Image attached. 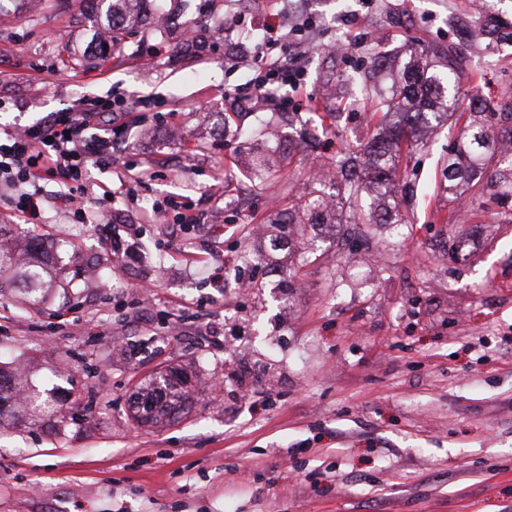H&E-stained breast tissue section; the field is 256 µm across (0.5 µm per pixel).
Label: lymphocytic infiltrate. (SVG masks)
Segmentation results:
<instances>
[{"instance_id": "1", "label": "lymphocytic infiltrate", "mask_w": 512, "mask_h": 512, "mask_svg": "<svg viewBox=\"0 0 512 512\" xmlns=\"http://www.w3.org/2000/svg\"><path fill=\"white\" fill-rule=\"evenodd\" d=\"M307 50L294 53L289 62L267 54L257 64L265 72L246 87L225 90V98L241 108L266 105L270 79L297 83L307 63ZM125 107L111 109L109 119L99 111L80 108L56 112L47 120L19 131L0 133V185L18 192L9 205L11 217L23 224L40 223L44 196L49 183L63 185L60 202L81 224L107 227L111 221L109 206L116 197L127 194L125 177L116 182L98 184L91 176L94 168L118 163V137L127 126Z\"/></svg>"}]
</instances>
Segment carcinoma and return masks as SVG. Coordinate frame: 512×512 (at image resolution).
Masks as SVG:
<instances>
[{"label":"carcinoma","mask_w":512,"mask_h":512,"mask_svg":"<svg viewBox=\"0 0 512 512\" xmlns=\"http://www.w3.org/2000/svg\"><path fill=\"white\" fill-rule=\"evenodd\" d=\"M92 4L93 26L112 32V46L99 45L96 58L106 61L111 53L121 48L126 37L134 34L143 22L146 6L156 9L163 0H89ZM467 33L493 42L512 40V21L494 16ZM459 73L447 54L435 47L418 46L411 50L402 71L394 76L393 86L399 101L377 98L374 112H396L399 119L383 138L363 146L356 157H343L336 167L345 175L347 201L350 204V224H400L402 216L396 191V153L403 145H412L417 128L422 124L446 123L455 125L462 117L461 108L469 109L474 119L467 123L460 135L459 147L448 162L443 189L448 199L457 201L471 190L480 191L487 181L503 199H512V153L502 151L501 143H512V130L499 136L488 119L495 113L488 111L487 102L477 93L468 94L461 85ZM329 198L314 189L299 210L288 215V223L302 224L304 218L328 212ZM18 278L26 285L28 296L44 297L49 276L47 263L37 258L15 267ZM19 383L9 372L0 368V416L17 400Z\"/></svg>","instance_id":"cac0c4a2"}]
</instances>
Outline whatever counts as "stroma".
Segmentation results:
<instances>
[{
  "mask_svg": "<svg viewBox=\"0 0 512 512\" xmlns=\"http://www.w3.org/2000/svg\"><path fill=\"white\" fill-rule=\"evenodd\" d=\"M471 3L306 0L279 43L311 50L294 106L229 115L224 91L257 76L280 0H188L194 53L148 16L103 66L87 0H0V129L123 98L135 182L115 206L140 227L135 259L107 269L122 225L72 223L57 185L41 223L0 220L9 243L39 236L59 280L37 308L0 290V367L82 419L0 427V512H512V209L449 202L459 130L403 155V237L349 225L343 204L322 241L268 227L310 188L338 195L337 157L380 131L365 97L391 81L371 54L394 69L408 47L451 50L512 124V44L452 27L480 19ZM260 153L282 166L265 190L244 167ZM165 196L194 199L200 224L171 234L151 215ZM202 261L223 266V292ZM162 373L184 398L142 420L130 398Z\"/></svg>",
  "mask_w": 512,
  "mask_h": 512,
  "instance_id": "35a3bbf8",
  "label": "stroma"
}]
</instances>
